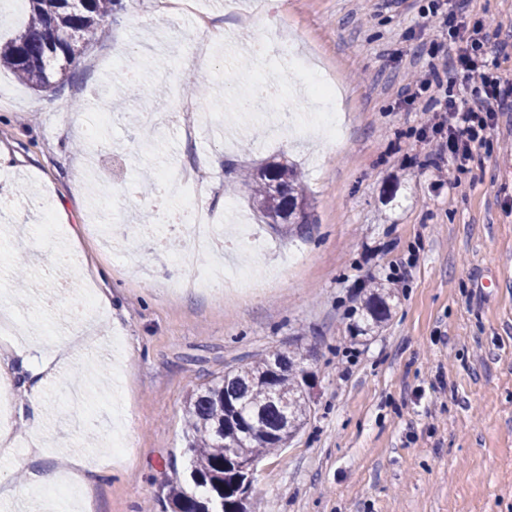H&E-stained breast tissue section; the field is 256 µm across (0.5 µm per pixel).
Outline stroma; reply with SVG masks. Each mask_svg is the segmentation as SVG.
<instances>
[{
    "label": "stroma",
    "instance_id": "1",
    "mask_svg": "<svg viewBox=\"0 0 512 512\" xmlns=\"http://www.w3.org/2000/svg\"><path fill=\"white\" fill-rule=\"evenodd\" d=\"M380 0H248L225 26L250 40L196 61L201 39L181 0H124L105 39L69 66L64 87L35 91L0 68V308L15 338L0 346H62V365L41 384V465L67 472L73 457L108 478L92 500L58 496L59 512H165L168 484L185 479V407L194 386L256 354L313 349L310 417L290 447L266 456L252 512H512V115L466 173L442 187L418 160L424 115L399 104L411 71L429 63V0L384 10ZM486 25L487 54L512 35V0H470ZM157 26L178 49L159 70L141 41ZM165 92L210 73L220 126L186 137L156 130L138 145V102L110 89L131 68ZM338 73L337 138L300 126L270 138L237 107L250 84L305 90ZM85 100L97 108L80 110ZM206 158L201 185L223 209L229 166L288 159L304 175L307 235L260 224L239 250L257 288L208 291L169 284L171 257L192 249L166 224L130 233L104 228L113 201L138 212L157 195L145 183L170 166ZM67 213L47 228L43 206ZM25 257L37 282L21 292L12 263ZM412 276L379 329L356 335L370 287L396 262ZM66 292H59L60 284ZM111 296L73 315L86 285Z\"/></svg>",
    "mask_w": 512,
    "mask_h": 512
}]
</instances>
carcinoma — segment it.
<instances>
[{"label":"carcinoma","mask_w":512,"mask_h":512,"mask_svg":"<svg viewBox=\"0 0 512 512\" xmlns=\"http://www.w3.org/2000/svg\"><path fill=\"white\" fill-rule=\"evenodd\" d=\"M122 2L79 0L74 6L70 0H24L27 22L0 41V67L35 90L51 88L88 45L103 39L108 18ZM125 85L137 88L135 99L152 97L146 85L129 77L113 86L112 94L122 96ZM237 183L261 221L307 230L309 204L295 163H266ZM389 299L385 289H371L363 305L366 325L378 327L387 319ZM313 359L311 350L296 346L280 353L276 365L272 355H261L191 390L185 413L191 485L169 486L172 512H248L251 487L238 465L256 467L303 428L310 413Z\"/></svg>","instance_id":"carcinoma-1"}]
</instances>
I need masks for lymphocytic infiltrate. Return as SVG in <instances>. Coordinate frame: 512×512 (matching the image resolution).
Listing matches in <instances>:
<instances>
[{"label":"lymphocytic infiltrate","mask_w":512,"mask_h":512,"mask_svg":"<svg viewBox=\"0 0 512 512\" xmlns=\"http://www.w3.org/2000/svg\"><path fill=\"white\" fill-rule=\"evenodd\" d=\"M429 16L449 48L441 62L416 70L401 101L427 116L418 141L439 186L448 168L462 171L474 161L512 112V75L499 67L500 58L512 56V41L499 42L496 57H488L484 23L470 14L469 0H431Z\"/></svg>","instance_id":"obj_1"}]
</instances>
